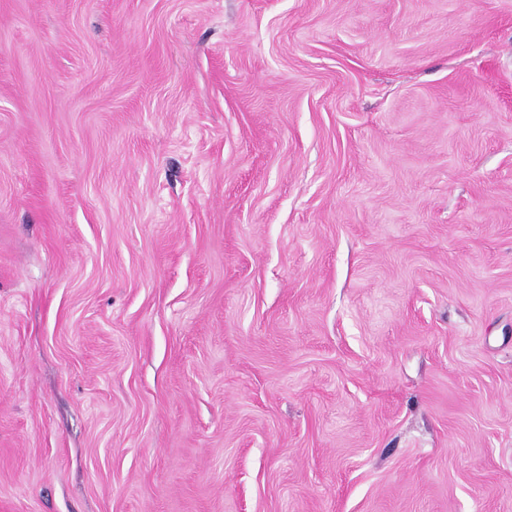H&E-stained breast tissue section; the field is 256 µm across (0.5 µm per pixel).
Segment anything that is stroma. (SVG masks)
Masks as SVG:
<instances>
[{"instance_id": "stroma-1", "label": "stroma", "mask_w": 512, "mask_h": 512, "mask_svg": "<svg viewBox=\"0 0 512 512\" xmlns=\"http://www.w3.org/2000/svg\"><path fill=\"white\" fill-rule=\"evenodd\" d=\"M0 512H512V0H0Z\"/></svg>"}]
</instances>
